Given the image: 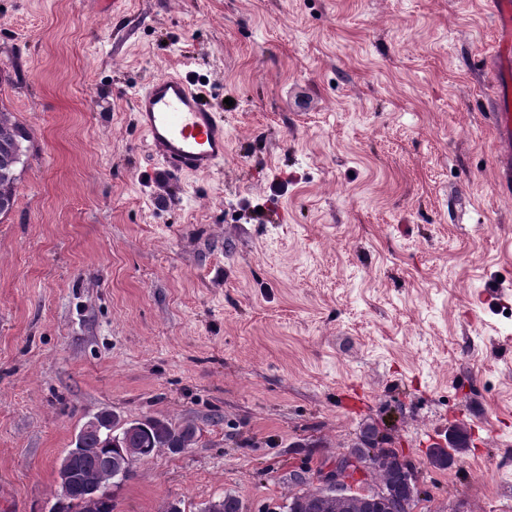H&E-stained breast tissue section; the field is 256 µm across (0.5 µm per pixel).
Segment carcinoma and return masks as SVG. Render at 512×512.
Segmentation results:
<instances>
[{
  "label": "carcinoma",
  "mask_w": 512,
  "mask_h": 512,
  "mask_svg": "<svg viewBox=\"0 0 512 512\" xmlns=\"http://www.w3.org/2000/svg\"><path fill=\"white\" fill-rule=\"evenodd\" d=\"M9 142L16 145L17 153L24 151L23 143L31 141L27 129L12 120L10 113L0 109V143ZM19 177L0 178V196L8 197L7 209H12L18 192ZM196 430L191 425H176L169 420L157 417L127 420L122 427L121 438L126 448H139L144 456H151L161 449L187 448L193 444ZM83 442L88 448L100 449V455L105 456L116 452L106 433L95 430L83 434ZM383 461L377 470V479L388 485L391 492V508L388 512H407L412 508L405 489L400 483L399 471L406 464L398 461L396 455L384 448L378 449ZM72 468L79 474L78 480L67 488L59 490L55 504L62 512H81V500L86 485L93 484L99 473L98 457L76 456L71 462ZM295 504L294 512H362L360 498L348 499H318L315 492L301 488L288 496Z\"/></svg>",
  "instance_id": "cac0c4a2"
}]
</instances>
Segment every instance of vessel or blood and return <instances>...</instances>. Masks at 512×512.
<instances>
[{"mask_svg": "<svg viewBox=\"0 0 512 512\" xmlns=\"http://www.w3.org/2000/svg\"><path fill=\"white\" fill-rule=\"evenodd\" d=\"M137 124L148 149L178 174H207L224 160V116L183 75L153 78L135 95ZM494 126L512 140V92L503 91Z\"/></svg>", "mask_w": 512, "mask_h": 512, "instance_id": "1", "label": "vessel or blood"}]
</instances>
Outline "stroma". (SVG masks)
Instances as JSON below:
<instances>
[{
    "mask_svg": "<svg viewBox=\"0 0 512 512\" xmlns=\"http://www.w3.org/2000/svg\"><path fill=\"white\" fill-rule=\"evenodd\" d=\"M105 3L0 0V108L34 141L0 219V512H45L103 409L197 430L117 512H279L368 424L413 512H512L492 0ZM167 73L224 115L209 174L137 126Z\"/></svg>",
    "mask_w": 512,
    "mask_h": 512,
    "instance_id": "35a3bbf8",
    "label": "stroma"
}]
</instances>
